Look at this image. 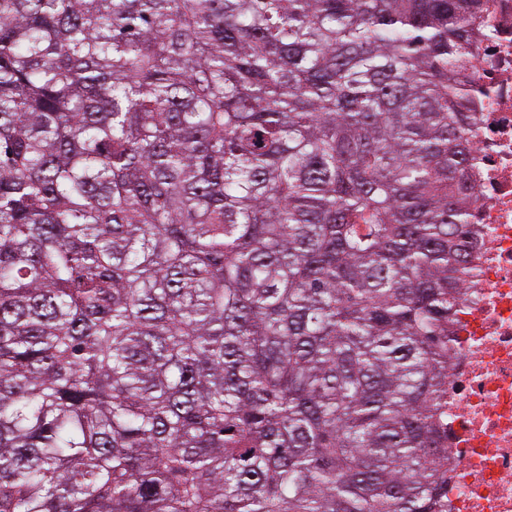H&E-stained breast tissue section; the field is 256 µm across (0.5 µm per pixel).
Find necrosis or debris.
Instances as JSON below:
<instances>
[{"label":"necrosis or debris","instance_id":"4bbe7bcc","mask_svg":"<svg viewBox=\"0 0 512 512\" xmlns=\"http://www.w3.org/2000/svg\"><path fill=\"white\" fill-rule=\"evenodd\" d=\"M467 64L471 234L448 373V512H512V0Z\"/></svg>","mask_w":512,"mask_h":512}]
</instances>
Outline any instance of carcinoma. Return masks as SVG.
I'll list each match as a JSON object with an SVG mask.
<instances>
[{"instance_id": "cac0c4a2", "label": "carcinoma", "mask_w": 512, "mask_h": 512, "mask_svg": "<svg viewBox=\"0 0 512 512\" xmlns=\"http://www.w3.org/2000/svg\"><path fill=\"white\" fill-rule=\"evenodd\" d=\"M480 0H0V512H444Z\"/></svg>"}]
</instances>
